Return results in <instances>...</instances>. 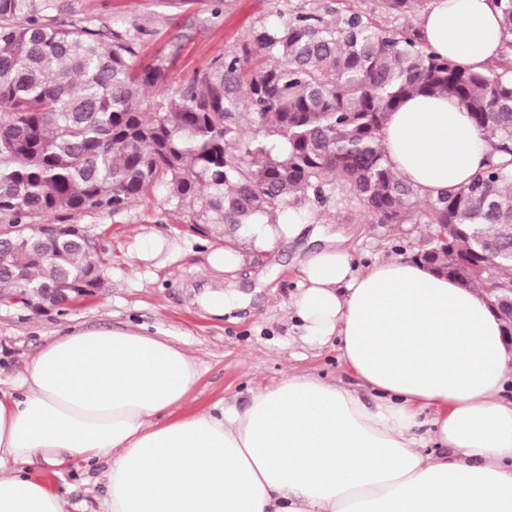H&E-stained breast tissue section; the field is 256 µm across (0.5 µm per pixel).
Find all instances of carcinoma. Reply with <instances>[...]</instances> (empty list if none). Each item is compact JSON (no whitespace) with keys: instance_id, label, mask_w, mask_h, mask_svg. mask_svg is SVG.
Segmentation results:
<instances>
[{"instance_id":"1","label":"carcinoma","mask_w":512,"mask_h":512,"mask_svg":"<svg viewBox=\"0 0 512 512\" xmlns=\"http://www.w3.org/2000/svg\"><path fill=\"white\" fill-rule=\"evenodd\" d=\"M407 17L420 0H381ZM502 51L475 72L435 54L408 24L355 10L297 12L252 29L186 84L137 68L126 34L60 18L57 0H0V292L73 288L101 272L78 237L48 247L14 224L119 214L154 188L191 224H274L291 197L351 193L381 224L419 211V260L465 287L512 288V0H494ZM448 95L496 139L470 182L422 200L382 147L388 113ZM447 234L449 243L441 241Z\"/></svg>"}]
</instances>
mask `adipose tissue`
Segmentation results:
<instances>
[{"label":"adipose tissue","mask_w":512,"mask_h":512,"mask_svg":"<svg viewBox=\"0 0 512 512\" xmlns=\"http://www.w3.org/2000/svg\"><path fill=\"white\" fill-rule=\"evenodd\" d=\"M418 27L473 70L499 55L492 0H435ZM383 145L433 198L469 183L490 140L455 98L417 95L389 114ZM300 273L306 341L338 338L374 404L293 375L243 408L186 414L200 372L185 350L132 329L70 327L18 391L0 390V512H65L23 468L68 459L107 460L103 512H512V353L483 292L411 259L357 271L333 245Z\"/></svg>","instance_id":"adipose-tissue-1"}]
</instances>
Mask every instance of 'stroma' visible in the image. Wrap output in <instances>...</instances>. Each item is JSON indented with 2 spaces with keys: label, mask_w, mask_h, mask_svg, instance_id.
<instances>
[{
  "label": "stroma",
  "mask_w": 512,
  "mask_h": 512,
  "mask_svg": "<svg viewBox=\"0 0 512 512\" xmlns=\"http://www.w3.org/2000/svg\"><path fill=\"white\" fill-rule=\"evenodd\" d=\"M66 20L120 30L134 36L137 63L163 62L168 84L190 80L217 56L237 50L255 27L276 22L279 13L354 9L385 27L402 21L384 13L380 0H61ZM303 221L319 223L325 236L366 267L386 258H409L430 234L420 216L404 224H379L352 196L337 191L325 206L295 202ZM67 223L84 227L104 267L100 288L88 300L64 310L40 313L20 306L0 307V388L16 379L57 332L69 326L136 329L166 338L196 358L199 380L184 412L200 413L217 404L244 406L250 388L291 375H312L357 389L344 370L335 344H307L291 315L300 283V262L308 239H278L266 250L248 237L234 247L241 257L237 289L250 302L230 313L214 309L207 293L224 288L223 273L210 264L223 249L221 238L192 231L152 190L145 202L119 214L71 213ZM65 501L66 512H99L107 495L102 466L71 462L59 469L45 463L31 468Z\"/></svg>",
  "instance_id": "1"
}]
</instances>
